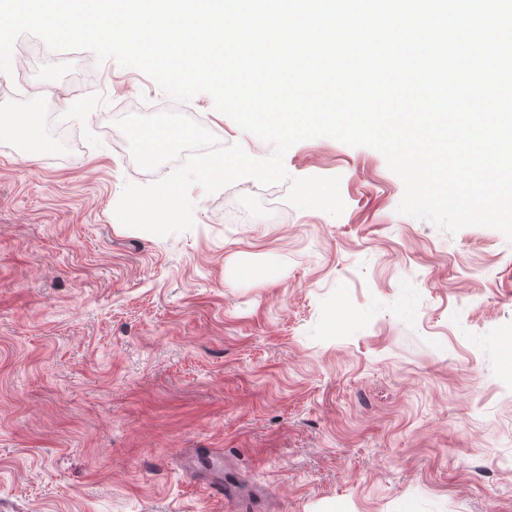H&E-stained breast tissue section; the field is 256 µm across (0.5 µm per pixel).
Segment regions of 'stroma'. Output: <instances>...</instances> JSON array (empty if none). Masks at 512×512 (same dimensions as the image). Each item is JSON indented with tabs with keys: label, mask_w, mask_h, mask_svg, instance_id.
Wrapping results in <instances>:
<instances>
[{
	"label": "stroma",
	"mask_w": 512,
	"mask_h": 512,
	"mask_svg": "<svg viewBox=\"0 0 512 512\" xmlns=\"http://www.w3.org/2000/svg\"><path fill=\"white\" fill-rule=\"evenodd\" d=\"M38 81L62 141L0 132V512H238L223 479L254 512H512V241L399 214L382 154L327 137L285 167L339 177L340 216L246 179L192 187L190 230L125 227V183L173 166L115 121L178 106L85 50Z\"/></svg>",
	"instance_id": "obj_1"
}]
</instances>
